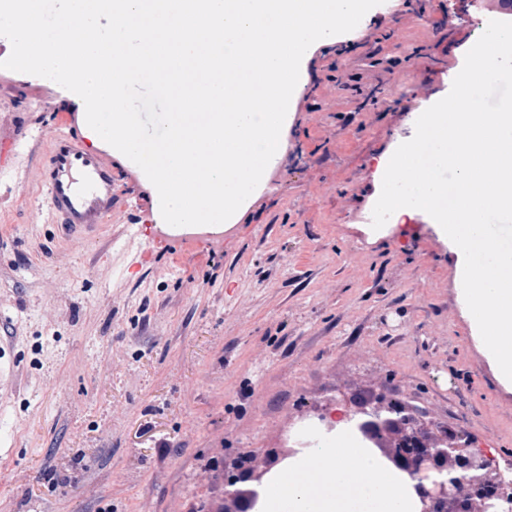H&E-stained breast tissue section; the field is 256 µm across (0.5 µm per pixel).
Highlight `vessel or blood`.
Wrapping results in <instances>:
<instances>
[{"label": "vessel or blood", "mask_w": 512, "mask_h": 512, "mask_svg": "<svg viewBox=\"0 0 512 512\" xmlns=\"http://www.w3.org/2000/svg\"><path fill=\"white\" fill-rule=\"evenodd\" d=\"M41 186L54 223L70 234L96 231L124 199L111 161L68 132L52 141Z\"/></svg>", "instance_id": "b4317fda"}]
</instances>
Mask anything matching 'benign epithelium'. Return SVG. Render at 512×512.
<instances>
[{
	"instance_id": "1",
	"label": "benign epithelium",
	"mask_w": 512,
	"mask_h": 512,
	"mask_svg": "<svg viewBox=\"0 0 512 512\" xmlns=\"http://www.w3.org/2000/svg\"><path fill=\"white\" fill-rule=\"evenodd\" d=\"M341 415L356 422L381 455L413 481L418 512H512V500L497 491L508 471L472 436L452 431L410 402L380 395L351 408L336 401ZM279 463L267 453L245 465L224 467V512H245L253 493L242 491L247 479L261 482Z\"/></svg>"
}]
</instances>
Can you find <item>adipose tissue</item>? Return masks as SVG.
<instances>
[{"instance_id": "ef3b65f1", "label": "adipose tissue", "mask_w": 512, "mask_h": 512, "mask_svg": "<svg viewBox=\"0 0 512 512\" xmlns=\"http://www.w3.org/2000/svg\"><path fill=\"white\" fill-rule=\"evenodd\" d=\"M335 439L273 471L254 512H417L411 478L361 445L353 423L337 422Z\"/></svg>"}]
</instances>
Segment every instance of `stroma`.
<instances>
[{
    "mask_svg": "<svg viewBox=\"0 0 512 512\" xmlns=\"http://www.w3.org/2000/svg\"><path fill=\"white\" fill-rule=\"evenodd\" d=\"M429 12L399 45L388 11L367 22L391 74L360 68L359 47L307 66L298 162L280 159L260 212L220 240L157 234L152 191L118 156L123 207L94 236L65 234L41 149L83 107L0 69V127L40 144L0 142V512H192L224 495L209 460L287 447L339 395L408 399L512 463V390L471 335L458 254L425 216L415 239L359 220L380 157L424 106L412 88L448 94L489 22L449 16L448 0Z\"/></svg>",
    "mask_w": 512,
    "mask_h": 512,
    "instance_id": "1",
    "label": "stroma"
}]
</instances>
